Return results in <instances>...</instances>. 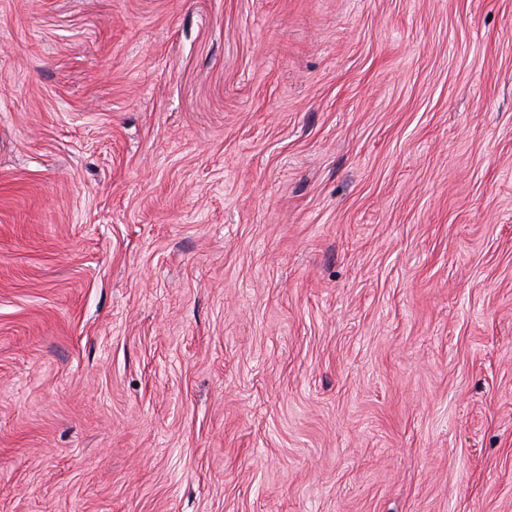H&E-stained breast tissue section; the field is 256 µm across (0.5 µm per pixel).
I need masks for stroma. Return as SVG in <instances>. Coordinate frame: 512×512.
<instances>
[{
	"instance_id": "1",
	"label": "stroma",
	"mask_w": 512,
	"mask_h": 512,
	"mask_svg": "<svg viewBox=\"0 0 512 512\" xmlns=\"http://www.w3.org/2000/svg\"><path fill=\"white\" fill-rule=\"evenodd\" d=\"M0 512H512V0H0Z\"/></svg>"
}]
</instances>
